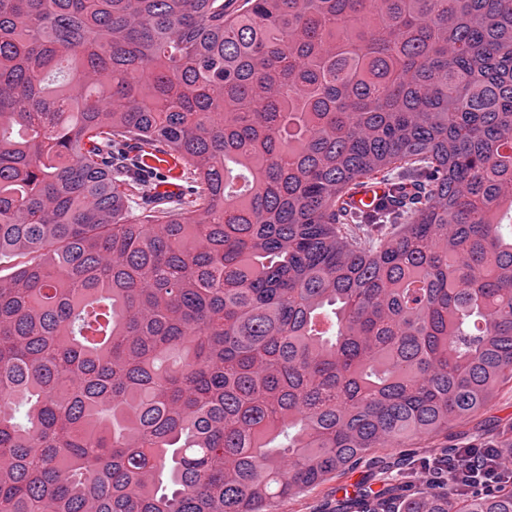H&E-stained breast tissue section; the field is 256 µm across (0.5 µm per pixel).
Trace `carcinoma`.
<instances>
[{
  "label": "carcinoma",
  "instance_id": "carcinoma-1",
  "mask_svg": "<svg viewBox=\"0 0 512 512\" xmlns=\"http://www.w3.org/2000/svg\"><path fill=\"white\" fill-rule=\"evenodd\" d=\"M505 211L512 0H0V512H268L448 435L512 384Z\"/></svg>",
  "mask_w": 512,
  "mask_h": 512
}]
</instances>
